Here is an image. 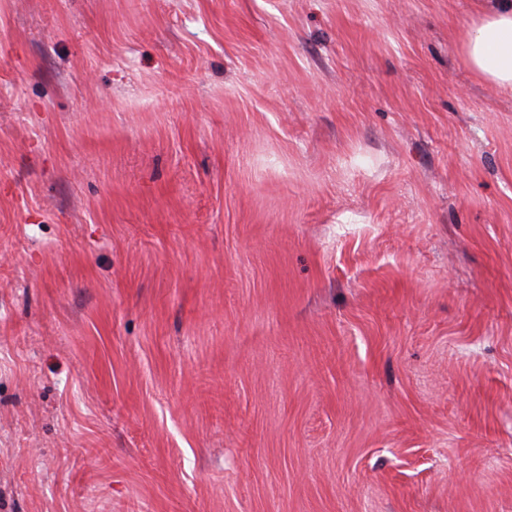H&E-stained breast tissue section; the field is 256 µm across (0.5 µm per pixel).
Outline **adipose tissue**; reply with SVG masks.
<instances>
[{"mask_svg": "<svg viewBox=\"0 0 512 512\" xmlns=\"http://www.w3.org/2000/svg\"><path fill=\"white\" fill-rule=\"evenodd\" d=\"M462 53L478 78L512 93V0H490L470 26Z\"/></svg>", "mask_w": 512, "mask_h": 512, "instance_id": "adipose-tissue-1", "label": "adipose tissue"}]
</instances>
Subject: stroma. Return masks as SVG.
I'll return each instance as SVG.
<instances>
[{
	"instance_id": "35a3bbf8",
	"label": "stroma",
	"mask_w": 512,
	"mask_h": 512,
	"mask_svg": "<svg viewBox=\"0 0 512 512\" xmlns=\"http://www.w3.org/2000/svg\"><path fill=\"white\" fill-rule=\"evenodd\" d=\"M482 2L0 0V512H512Z\"/></svg>"
}]
</instances>
